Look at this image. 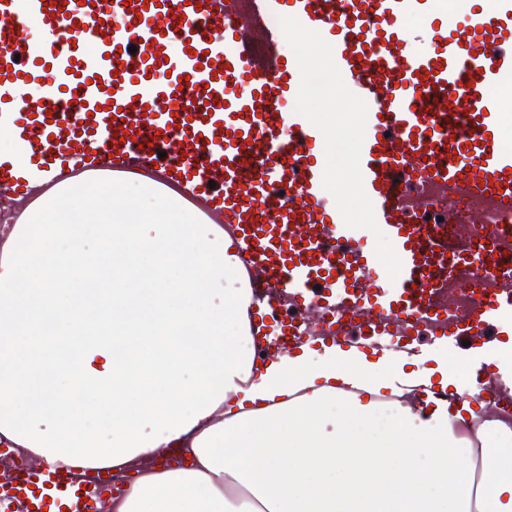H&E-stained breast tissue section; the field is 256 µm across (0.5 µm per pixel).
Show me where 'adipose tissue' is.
<instances>
[{"instance_id":"ef3b65f1","label":"adipose tissue","mask_w":512,"mask_h":512,"mask_svg":"<svg viewBox=\"0 0 512 512\" xmlns=\"http://www.w3.org/2000/svg\"><path fill=\"white\" fill-rule=\"evenodd\" d=\"M25 222L26 250L0 263V440L45 464L137 466L112 512H512V473L481 497L472 472L448 468L467 443L496 464L512 428L484 420L447 346L307 344L257 366L242 289L214 303L230 244L189 207L97 173ZM189 325L201 344L184 341ZM433 387L448 405L380 411L383 392ZM170 447L180 466L148 467Z\"/></svg>"}]
</instances>
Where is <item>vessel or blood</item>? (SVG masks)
<instances>
[{"label": "vessel or blood", "mask_w": 512, "mask_h": 512, "mask_svg": "<svg viewBox=\"0 0 512 512\" xmlns=\"http://www.w3.org/2000/svg\"><path fill=\"white\" fill-rule=\"evenodd\" d=\"M314 50L361 107L345 180L322 151L329 125L297 103ZM19 84L31 88L20 100ZM506 84L512 0L455 13L436 0H0V129L16 144L0 154V216L20 219L19 202L70 178L132 175L223 228L249 329L282 352L307 337L480 348L512 309V236L477 251L443 226L512 223ZM373 236L388 251L368 247ZM493 262L503 274H487ZM466 285L474 294L449 314ZM312 305L323 317L309 325L296 313ZM114 491L109 476L83 483L51 465L0 483V512H95Z\"/></svg>", "instance_id": "b4317fda"}]
</instances>
